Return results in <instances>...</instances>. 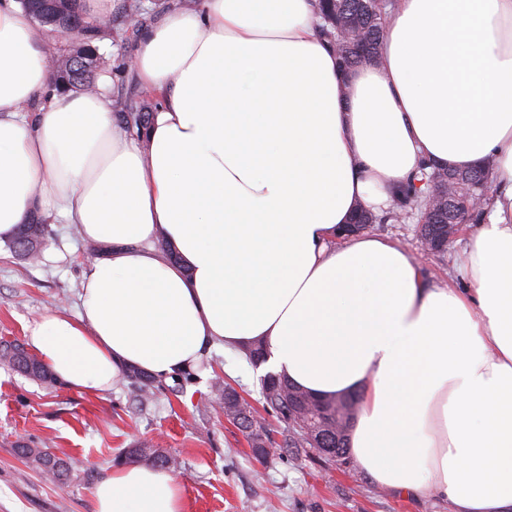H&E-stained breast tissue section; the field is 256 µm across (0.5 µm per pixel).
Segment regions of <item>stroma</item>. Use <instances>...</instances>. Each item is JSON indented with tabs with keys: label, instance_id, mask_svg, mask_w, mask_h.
Wrapping results in <instances>:
<instances>
[{
	"label": "stroma",
	"instance_id": "35a3bbf8",
	"mask_svg": "<svg viewBox=\"0 0 512 512\" xmlns=\"http://www.w3.org/2000/svg\"><path fill=\"white\" fill-rule=\"evenodd\" d=\"M137 41L104 40L100 51L115 78L109 93L140 92L125 70ZM51 234L37 264L0 247V342H23L24 326L45 310L75 313L87 264L85 242L71 225L53 216ZM417 219L375 225L374 234L401 245L424 275L435 282L454 279L462 248L425 250ZM265 370L234 354L215 350L183 388L174 381L157 387L153 403L139 406L119 383L95 397L64 384L43 385L0 366V512H93L92 488L135 440L158 444L178 461L187 512H454L448 498L417 501L375 484L357 466L343 471L302 453L262 460L244 432L224 419L216 404V378L257 400ZM32 441L70 462L74 479L60 486L17 454L18 440Z\"/></svg>",
	"mask_w": 512,
	"mask_h": 512
}]
</instances>
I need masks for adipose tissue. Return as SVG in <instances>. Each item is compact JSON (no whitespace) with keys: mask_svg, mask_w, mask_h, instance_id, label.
<instances>
[{"mask_svg":"<svg viewBox=\"0 0 512 512\" xmlns=\"http://www.w3.org/2000/svg\"><path fill=\"white\" fill-rule=\"evenodd\" d=\"M316 0H202L144 29L162 94L146 134L107 90L45 94L48 49L0 0V244L40 208L103 245L80 311L24 327L70 389L159 380L260 344L316 397H360L350 448L380 486L512 512V0H398L374 61L343 70ZM491 163L500 186L460 276L426 281L355 208H389L423 163ZM167 240L176 260L156 247ZM94 512H185L172 472L117 468Z\"/></svg>","mask_w":512,"mask_h":512,"instance_id":"obj_1","label":"adipose tissue"}]
</instances>
